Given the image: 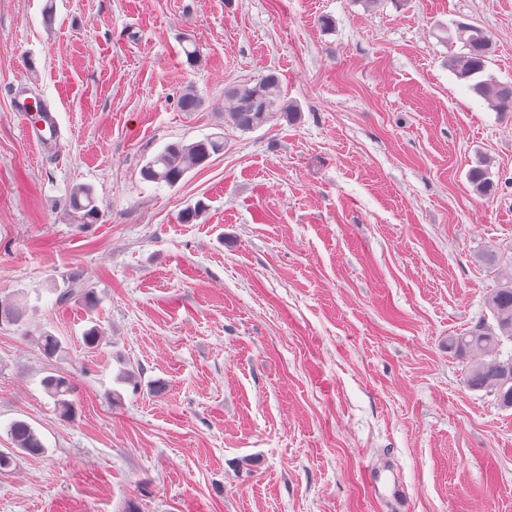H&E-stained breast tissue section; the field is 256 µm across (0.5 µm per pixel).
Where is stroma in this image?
<instances>
[{"label":"stroma","instance_id":"35a3bbf8","mask_svg":"<svg viewBox=\"0 0 512 512\" xmlns=\"http://www.w3.org/2000/svg\"><path fill=\"white\" fill-rule=\"evenodd\" d=\"M454 21L512 84V0H0V295L27 304L0 326V448L17 419L47 448L0 469V512H512V410L448 351L512 278V116L450 71ZM271 71L300 119L226 125L225 88ZM21 80L58 110L53 151L24 137ZM210 134L206 166L143 180ZM76 270L94 309L56 302ZM387 466L405 500L375 494ZM224 150L223 136H207L198 141L173 142L152 157L143 167L144 180L174 187L195 168L205 166L209 159ZM468 181L473 191L480 196L491 195L494 191L491 174L488 168L482 164H478L469 170ZM68 206L75 224H91L99 219L97 199L89 186H73L68 195ZM42 386L55 403V409L63 419H70L75 413V405L69 396L74 393V386L64 376L49 375L43 378Z\"/></svg>","mask_w":512,"mask_h":512}]
</instances>
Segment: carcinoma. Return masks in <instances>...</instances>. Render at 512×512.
Here are the masks:
<instances>
[{
  "mask_svg": "<svg viewBox=\"0 0 512 512\" xmlns=\"http://www.w3.org/2000/svg\"><path fill=\"white\" fill-rule=\"evenodd\" d=\"M461 51L453 55L448 67L467 89L483 99L488 106L502 114L512 112V86L485 77L487 62L492 53L491 35L484 29L461 22L454 23ZM298 106L289 101L281 88L279 77L271 72L254 81H245L224 89V123L250 132L275 119L289 122L298 119ZM224 151V137L207 136L198 141L173 142L152 157L143 167L144 180L173 187L195 168L206 165L209 159ZM468 181L473 191L488 196L494 191V182L488 168L482 164L472 167ZM68 206L76 224H91L100 216L97 199L91 187L76 185L68 195ZM71 288L58 297L64 304L72 296L81 294L87 305H93L92 293L82 287L81 274L72 273ZM484 306L493 322L478 320L465 332L448 337V350L459 356H472L467 367L466 384L474 391L485 390L494 394L497 405L512 408V354L504 355V347L512 343V279L492 289L484 297ZM25 303L21 296L0 298V321L8 325L19 324L24 316ZM42 386L55 403V409L64 419L75 413L69 396L74 386L64 376L49 375ZM12 451L29 455H43L46 447L37 430L27 421L17 419L7 426Z\"/></svg>",
  "mask_w": 512,
  "mask_h": 512,
  "instance_id": "1",
  "label": "carcinoma"
}]
</instances>
